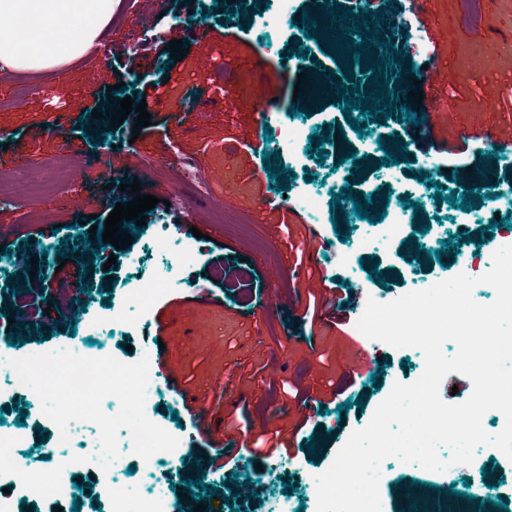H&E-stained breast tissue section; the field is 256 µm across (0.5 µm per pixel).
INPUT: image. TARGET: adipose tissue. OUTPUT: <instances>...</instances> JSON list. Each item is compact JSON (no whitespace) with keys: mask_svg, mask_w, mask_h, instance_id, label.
Returning a JSON list of instances; mask_svg holds the SVG:
<instances>
[{"mask_svg":"<svg viewBox=\"0 0 512 512\" xmlns=\"http://www.w3.org/2000/svg\"><path fill=\"white\" fill-rule=\"evenodd\" d=\"M119 0H0V72L42 75L87 58Z\"/></svg>","mask_w":512,"mask_h":512,"instance_id":"ef3b65f1","label":"adipose tissue"}]
</instances>
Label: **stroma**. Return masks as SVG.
<instances>
[{
    "label": "stroma",
    "instance_id": "35a3bbf8",
    "mask_svg": "<svg viewBox=\"0 0 512 512\" xmlns=\"http://www.w3.org/2000/svg\"><path fill=\"white\" fill-rule=\"evenodd\" d=\"M178 17L155 12L144 20L137 0H122L119 17L93 52L90 61L65 68L51 78L0 75V172L35 177L49 191L0 203V312L17 311L20 296L51 281L57 296L51 312L19 316L9 333H0V385L10 378L9 360L57 349H93L103 356L117 355L134 363L141 358L164 361L176 386L153 381L146 402L156 422L181 437L184 444L171 454H157L150 465L138 456L116 459L110 470L115 483L132 498L164 493L170 504L206 505L211 512H276L287 504L290 512L311 505L316 476L326 471L351 433L367 425L376 407L395 383H410L420 372L421 352L374 346L348 315L343 329L309 326L305 313L310 293L319 291V278H338L341 287L360 290L362 297L388 303L402 295L427 289L449 279L457 268L481 271L501 246L504 226L512 225V151L494 152V186L478 192L479 204L463 210L451 205L450 195H463L468 170L484 171L483 155L492 152L483 141L460 138L459 130L481 132L512 126V0H431L420 19L439 52L438 64L453 74V81L423 83L425 98L418 112L419 135L436 143L458 147L459 155L425 152L407 140L399 122H381L363 116L366 134L346 130L333 139L326 158L317 152L298 151L282 139L269 143L279 153L281 168L291 170L297 185H311L320 195L321 219L308 224L293 215L295 196H287V210L267 211L264 198L276 195L277 181L265 161L250 155L247 144L258 143L252 117L241 106L238 92L262 77L266 98L272 99L277 117L300 127L305 135L345 123L334 91H327L307 112L293 113L299 77L317 81L322 71H335L336 58L324 43L304 38L307 20H321L323 0H294L293 15L267 44L256 18L274 16L266 0H252L248 14L228 15L219 0H193ZM379 11L382 39L394 48H409L413 29L404 25L408 0H374ZM182 40L187 53L174 61L167 46ZM306 56L294 55V45ZM136 52L135 72L123 71L125 56ZM230 80L217 88L219 70ZM128 84L133 101H146L155 123L153 130L133 136L132 119L122 125L110 117L93 118L92 109L109 104L106 89ZM164 84L163 101L143 97L144 87ZM222 96V107L207 113L193 127L180 124V115L196 111L203 101ZM63 120L66 137L55 138L48 129ZM404 141L408 159L383 166L378 137ZM358 152L377 160L375 171L355 180L347 158ZM462 163L457 176L447 169ZM163 169L153 179L159 199L145 231L130 246L114 250V264L104 255L93 260L69 261L66 243L75 242L81 226L105 221L110 200L126 203L132 195L113 193V186L133 183L150 168ZM81 169L82 176L69 189H61L63 169ZM199 169L209 190L197 193L190 184H178L182 171ZM392 186L388 216L412 220L414 211L402 198L410 196L425 212L427 233L411 228L408 236L430 252L428 262H410L399 240H375L366 219L347 213L345 233L333 229L330 200L342 188L371 193L382 183ZM221 202L229 220L214 224L205 215L213 202ZM186 225L181 242L165 255L152 251L162 226ZM201 225L203 238L188 227ZM488 230L481 248H463L454 267L440 265L433 252L443 249L451 235H478ZM36 247L33 274H19L15 251ZM385 272V283L368 274L370 267ZM170 275L174 287L158 295L149 309L126 330L113 331L108 322L110 305L126 302L147 278ZM278 295L277 306L265 307L268 294ZM368 353L364 368L351 367L356 351ZM379 386H372L371 377ZM347 378L348 389L334 399L329 379ZM300 381L307 396L327 402L311 412L302 433H295L298 403L284 392L283 382ZM193 396L208 411L209 427H222L225 436L243 446L263 429L279 431L291 445L285 458L256 464L241 454L234 471L249 475L256 495L239 499L223 472L210 469L205 447L193 442L194 430L185 396ZM349 401L341 411L339 400ZM5 430L24 419L26 441L16 455L28 469H45L46 448L54 444V427L42 413L37 396L15 393L0 399ZM312 449H305V442ZM494 470L492 481L482 480ZM203 478L217 497L206 493L188 497L187 480ZM417 480L476 497L482 512H512V461L496 448L478 447L468 465H453L430 472L390 458L381 466L380 481L398 512L401 492Z\"/></svg>",
    "mask_w": 512,
    "mask_h": 512
}]
</instances>
